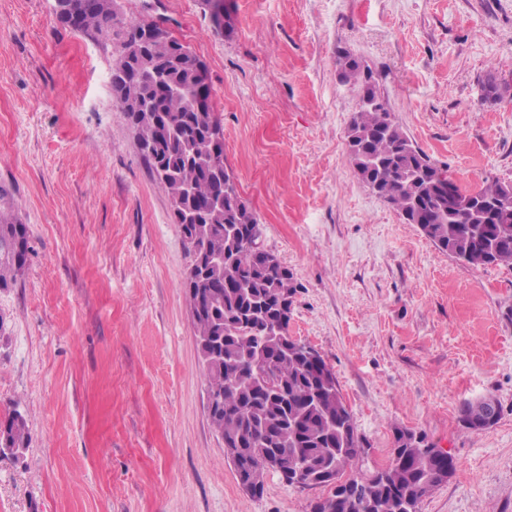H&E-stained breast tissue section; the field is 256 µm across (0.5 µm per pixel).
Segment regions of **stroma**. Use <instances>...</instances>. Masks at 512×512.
I'll return each mask as SVG.
<instances>
[{
  "instance_id": "stroma-1",
  "label": "stroma",
  "mask_w": 512,
  "mask_h": 512,
  "mask_svg": "<svg viewBox=\"0 0 512 512\" xmlns=\"http://www.w3.org/2000/svg\"><path fill=\"white\" fill-rule=\"evenodd\" d=\"M166 18L206 65L224 162L299 285L288 334L332 368L365 441L346 477L388 464L396 429L457 468L420 512H512V268L441 252L355 174L346 131L368 66L408 136L462 189L512 182V0H117ZM112 46L52 0H0V187L32 254L0 289V512H311L328 488L279 473L248 493L210 423L169 201L112 94ZM495 77L502 97L484 100ZM501 415L473 432L463 401ZM1 438L22 453L29 446L30 434L26 419L16 410L4 418H0V444ZM19 453V454H20Z\"/></svg>"
}]
</instances>
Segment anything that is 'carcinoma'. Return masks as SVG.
Returning <instances> with one entry per match:
<instances>
[{"instance_id":"cac0c4a2","label":"carcinoma","mask_w":512,"mask_h":512,"mask_svg":"<svg viewBox=\"0 0 512 512\" xmlns=\"http://www.w3.org/2000/svg\"><path fill=\"white\" fill-rule=\"evenodd\" d=\"M78 12L80 31L112 43V71L140 74L131 86L112 85L116 103L136 131L145 160L167 194L190 264L198 280L185 281L192 325L204 368L211 425L224 440L225 453L242 487L256 495L264 476L275 471L290 485L293 476L331 493L312 512H418L425 487L440 485L454 472L451 454L425 443L409 429L394 435L389 464L357 480L343 478L363 447L338 382L312 346L288 336L290 307L297 284L288 268L268 264L271 253L259 245L262 224L242 199L224 164L222 132L213 117L211 95L199 106L193 66L199 58L181 41L162 38L142 51L125 52L146 21L126 17L116 0L100 8L66 0ZM342 81L361 94L375 95L372 71L339 51ZM348 157L360 179L391 204L440 251L479 268L512 267V184L492 182L476 191L455 188L461 197L494 202L508 198L485 222L469 211L448 215L443 190L446 170L407 136L387 101L360 104L347 128ZM0 190V288H10L29 261L28 226L9 212ZM485 415L482 401H466L460 422L475 432L499 420ZM24 451L30 434L16 410L0 418V439Z\"/></svg>"}]
</instances>
